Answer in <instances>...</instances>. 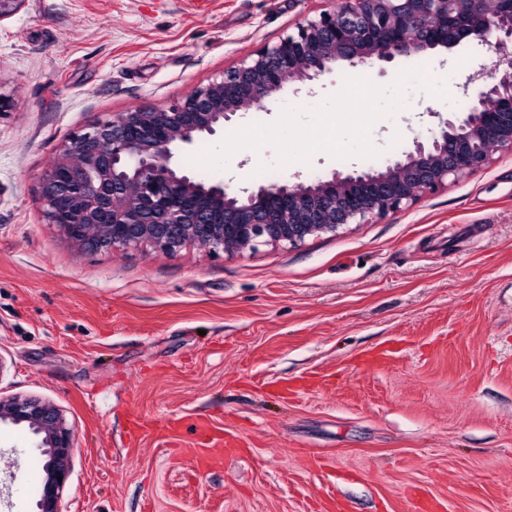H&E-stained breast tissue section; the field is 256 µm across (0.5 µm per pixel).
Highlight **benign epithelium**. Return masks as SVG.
I'll list each match as a JSON object with an SVG mask.
<instances>
[{"mask_svg": "<svg viewBox=\"0 0 512 512\" xmlns=\"http://www.w3.org/2000/svg\"><path fill=\"white\" fill-rule=\"evenodd\" d=\"M470 39L492 55L462 84L465 92L482 85L465 117L439 119L429 139L414 137L404 158L383 171L238 191L229 181L204 186L172 166L175 148L264 107L275 90L291 86L296 96H313L310 83L342 63L371 67ZM506 42H512V0H340L181 100L114 112L71 137L41 175L44 217L84 248L145 244L173 253L196 243L226 254L295 246L346 224L380 221L483 171L492 150L512 153V59L497 52ZM0 424H25L40 437L36 447L46 461L37 507L61 512L76 448L63 414L37 399L0 397Z\"/></svg>", "mask_w": 512, "mask_h": 512, "instance_id": "obj_1", "label": "benign epithelium"}]
</instances>
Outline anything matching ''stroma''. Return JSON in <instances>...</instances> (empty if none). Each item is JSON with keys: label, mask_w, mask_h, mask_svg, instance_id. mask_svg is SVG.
Here are the masks:
<instances>
[{"label": "stroma", "mask_w": 512, "mask_h": 512, "mask_svg": "<svg viewBox=\"0 0 512 512\" xmlns=\"http://www.w3.org/2000/svg\"><path fill=\"white\" fill-rule=\"evenodd\" d=\"M337 0H22L0 20V395L58 408L78 438L63 512H512V154L373 224L227 255L188 244L94 251L46 222L40 176L111 113L165 106ZM470 40L421 56L449 99L410 94L377 161L316 155L257 173L273 148L210 174L189 154L315 97L280 91L177 148L195 177L311 184L383 169L468 99ZM397 145H390L392 135ZM293 384L288 395L276 386ZM241 450L202 469L201 421ZM44 458L0 427V512H36Z\"/></svg>", "instance_id": "35a3bbf8"}]
</instances>
